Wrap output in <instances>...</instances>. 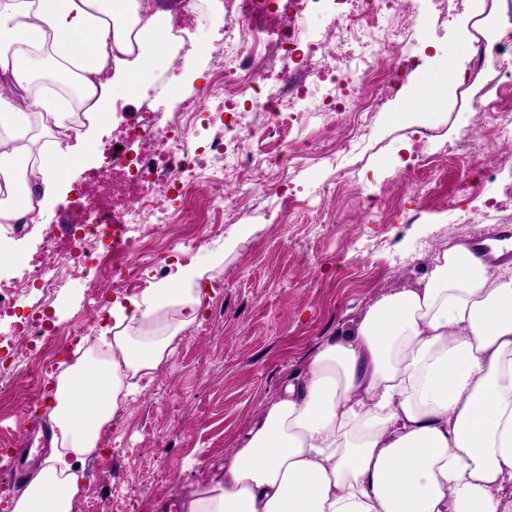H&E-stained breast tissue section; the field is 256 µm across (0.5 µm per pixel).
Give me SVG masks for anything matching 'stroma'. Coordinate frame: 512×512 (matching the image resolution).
Returning <instances> with one entry per match:
<instances>
[{
	"label": "stroma",
	"mask_w": 512,
	"mask_h": 512,
	"mask_svg": "<svg viewBox=\"0 0 512 512\" xmlns=\"http://www.w3.org/2000/svg\"><path fill=\"white\" fill-rule=\"evenodd\" d=\"M180 21L188 60L167 92L145 87L141 96L124 102L98 122L88 148L81 150L62 175L61 203L50 205L42 224L12 242V255L0 258V277L12 276L16 265L42 266V225L58 224L71 211L90 207L76 195L92 172L109 170L112 143L122 127L150 111L165 124L184 101H200L219 54L235 53L237 45L224 25V0H211L201 13L185 0H159ZM417 17L390 11L380 28L368 30L361 52L383 51L409 82L393 90L368 82L350 71L351 104L326 115L308 112L291 125L289 136L254 137L252 153L279 145L280 161L256 170L243 187L215 161L210 194L236 191L238 206L219 235L202 236L196 224H174L146 238L125 257L129 271L154 287L158 250L169 251L168 271L177 266L206 269L211 288L201 317L179 328L178 307H170L159 323L129 324L133 336H155L178 328L166 357L136 382L128 405L110 420V438L98 453L110 460L111 472L80 464L81 487L112 512H159L164 502L182 504L196 486L224 472L239 441L265 405L275 401L293 375L303 373L318 344L350 327L373 299L428 272L436 246L456 237L475 243L512 228V200L501 197L491 177L499 164H512V150L497 136L491 114L474 117L473 102L494 99L504 73L487 68L473 85L457 90L453 82L465 62L456 45L487 35L504 0H481L474 12L440 15L438 0H416ZM329 13L303 11L298 23L308 34H322L324 58L343 66L351 39L344 30L329 33ZM430 130L432 161L413 163L415 148L409 130ZM471 131L476 149L461 155L454 147ZM405 170L395 199L381 213H367L360 191L379 192L384 180ZM324 194L325 210L297 208L290 195L306 199ZM498 199V219L489 224L459 223L460 214L479 210ZM416 223H406V216ZM233 250H225L229 239ZM99 273L87 271L69 281L55 298L57 322L69 324L97 285ZM53 392L29 400L21 411L0 410V429L14 436L49 420Z\"/></svg>",
	"instance_id": "35a3bbf8"
}]
</instances>
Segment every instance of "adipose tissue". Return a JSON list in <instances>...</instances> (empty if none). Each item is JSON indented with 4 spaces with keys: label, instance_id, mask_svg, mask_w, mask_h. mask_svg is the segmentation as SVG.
<instances>
[{
    "label": "adipose tissue",
    "instance_id": "adipose-tissue-1",
    "mask_svg": "<svg viewBox=\"0 0 512 512\" xmlns=\"http://www.w3.org/2000/svg\"><path fill=\"white\" fill-rule=\"evenodd\" d=\"M170 21L149 0H0V193L39 172L0 219L23 224L58 200L65 163L89 142L60 86L77 82L80 106L104 117L148 83ZM202 279L178 267L108 314L145 322L176 304L190 325ZM172 342L102 326L100 346L120 355L60 374L54 450L13 512H72L75 468L96 453L124 372L155 369ZM188 512H512V266L449 238L429 273L320 344Z\"/></svg>",
    "mask_w": 512,
    "mask_h": 512
}]
</instances>
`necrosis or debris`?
Segmentation results:
<instances>
[{"instance_id":"necrosis-or-debris-1","label":"necrosis or debris","mask_w":512,"mask_h":512,"mask_svg":"<svg viewBox=\"0 0 512 512\" xmlns=\"http://www.w3.org/2000/svg\"><path fill=\"white\" fill-rule=\"evenodd\" d=\"M301 2L226 0L231 26L239 34V47L235 55L215 65L206 92L212 115L219 121L208 156H200L190 145L197 103H184L181 112L162 127L154 126L146 116L134 120L125 129L126 148L113 153L112 169L130 182L144 184V192L96 214L77 216L70 232L79 240V249L62 251L53 227L45 228L44 262L38 275L40 295L32 301L16 336H0V349L8 347L13 352L9 360L0 356V400L10 397L20 402L39 393L56 350L85 337L88 327L83 322L65 327L50 323L47 310L59 288L80 278L91 266L102 270L105 288H139V279L124 273L123 247L172 223L176 215H183L188 222L195 219L193 197L213 161L231 158L233 168L244 176L262 166V158L253 154L228 153V136L254 137L253 112H302L303 92L314 77L324 85V111L342 109L336 94L339 75L334 67L316 66L318 43L304 34L291 12ZM277 12L283 15V23L277 29H267L265 18ZM134 143L142 144V151L130 153Z\"/></svg>"}]
</instances>
